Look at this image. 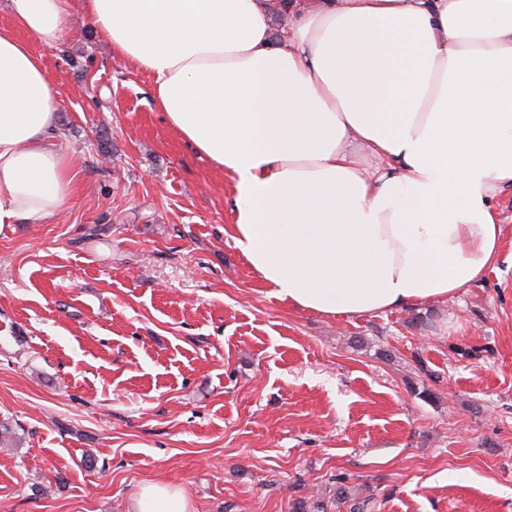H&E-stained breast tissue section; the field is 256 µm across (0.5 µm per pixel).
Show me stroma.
Instances as JSON below:
<instances>
[{"label": "stroma", "instance_id": "35a3bbf8", "mask_svg": "<svg viewBox=\"0 0 512 512\" xmlns=\"http://www.w3.org/2000/svg\"><path fill=\"white\" fill-rule=\"evenodd\" d=\"M47 54L80 195L0 227V512H512V188L447 301L299 310L227 232L233 190L70 0ZM349 504L333 507L337 484ZM133 512H187L182 493L162 482H153L143 488L135 499Z\"/></svg>", "mask_w": 512, "mask_h": 512}]
</instances>
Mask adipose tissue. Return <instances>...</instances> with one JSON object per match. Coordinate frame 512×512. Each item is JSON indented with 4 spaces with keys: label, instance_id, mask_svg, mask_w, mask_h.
Masks as SVG:
<instances>
[{
    "label": "adipose tissue",
    "instance_id": "obj_1",
    "mask_svg": "<svg viewBox=\"0 0 512 512\" xmlns=\"http://www.w3.org/2000/svg\"><path fill=\"white\" fill-rule=\"evenodd\" d=\"M169 125L228 176L231 239L298 309L372 314L457 296L499 257L512 186V0H82ZM0 227L61 215L45 53L68 0H0ZM287 27L274 38L272 16ZM134 512H187L162 482Z\"/></svg>",
    "mask_w": 512,
    "mask_h": 512
}]
</instances>
